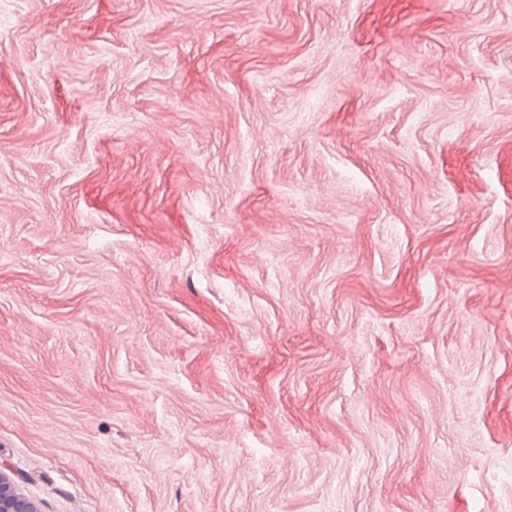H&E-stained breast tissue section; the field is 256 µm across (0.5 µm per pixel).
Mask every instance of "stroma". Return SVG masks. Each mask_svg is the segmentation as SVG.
<instances>
[{"label":"stroma","mask_w":512,"mask_h":512,"mask_svg":"<svg viewBox=\"0 0 512 512\" xmlns=\"http://www.w3.org/2000/svg\"><path fill=\"white\" fill-rule=\"evenodd\" d=\"M0 471L512 512V0H0Z\"/></svg>","instance_id":"stroma-1"}]
</instances>
